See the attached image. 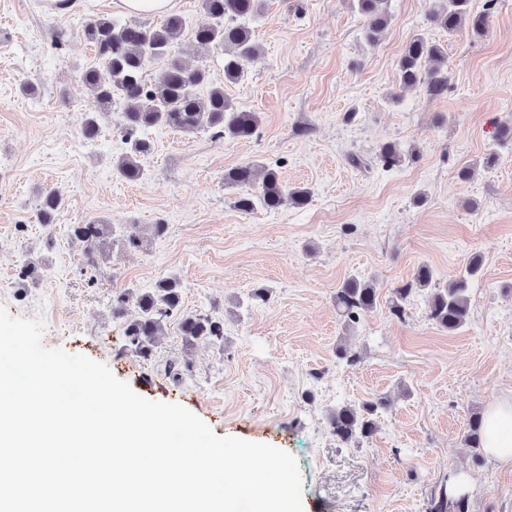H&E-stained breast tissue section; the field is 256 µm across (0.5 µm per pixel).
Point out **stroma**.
<instances>
[{"label": "stroma", "instance_id": "obj_1", "mask_svg": "<svg viewBox=\"0 0 512 512\" xmlns=\"http://www.w3.org/2000/svg\"><path fill=\"white\" fill-rule=\"evenodd\" d=\"M429 5L390 0L392 21L371 47L353 0H264L260 55L236 84L220 54L201 60L183 34L177 57L207 65L229 99L258 113V130L232 140L150 129L144 178L129 183L112 170L120 107L100 116L95 140L80 133L98 108L80 79L92 46H54L62 18L41 0H0V306L43 319L46 348L106 363L139 396L185 406L216 435L292 453L303 512H427L452 476L469 512H512V467L474 465L467 445L472 415L512 397V143L495 137L512 123V0H472L487 16L481 37L430 25ZM419 32L448 57L438 97L399 86L398 57ZM387 143L406 153L401 165L380 161ZM255 161L307 189L306 207L237 209L224 174ZM53 190L65 202L46 227L35 208ZM93 219L130 225L141 248L113 241L88 266L69 228ZM160 223L165 234L153 236ZM474 255L482 270L463 328L435 325L424 290L404 319L390 314L388 298L419 265L443 286ZM29 258L46 268L25 284ZM171 275L184 308L223 320L224 338L186 342L172 318L146 360L112 299ZM350 277L374 281L379 302L348 328L334 297ZM258 288L268 303L252 300ZM342 346L357 364L338 359ZM171 361L181 382L165 372ZM365 402L379 405L376 433L342 442L330 412Z\"/></svg>", "mask_w": 512, "mask_h": 512}]
</instances>
